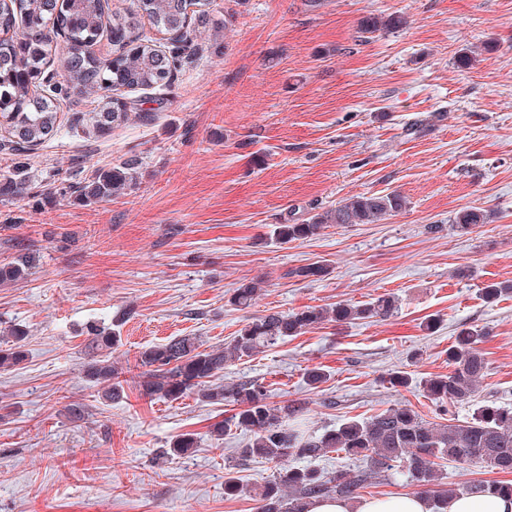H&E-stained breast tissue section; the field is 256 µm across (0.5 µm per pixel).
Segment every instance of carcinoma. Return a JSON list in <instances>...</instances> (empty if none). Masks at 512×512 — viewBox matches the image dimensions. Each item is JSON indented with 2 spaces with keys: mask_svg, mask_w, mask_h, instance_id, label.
Returning <instances> with one entry per match:
<instances>
[{
  "mask_svg": "<svg viewBox=\"0 0 512 512\" xmlns=\"http://www.w3.org/2000/svg\"><path fill=\"white\" fill-rule=\"evenodd\" d=\"M214 0H132L127 8L112 9L108 0H0V134L9 149L19 152L41 145L60 133L59 100L76 97L92 105L89 112H75L70 126L90 135H102L113 127L141 117L121 101L119 91L147 90L165 84L178 66V56H168L157 39L132 38L145 19L157 33H181L179 42L193 46L191 15H209ZM403 25L397 15L367 16L359 33L389 32ZM110 37L112 52L100 56L95 47L103 35ZM65 50L58 49V41ZM138 160L120 166L99 168L90 178L69 190L79 199L94 203L110 199L131 183ZM30 184L23 166L0 176V198L14 199L27 193ZM408 207L396 191L361 193L316 213L302 224H278L277 240L288 243L316 237L329 224H377ZM481 208L459 211L452 227L469 234L487 223ZM28 257L0 267V282L16 281L30 275ZM323 264L297 267L290 275L319 280L327 275ZM259 283L246 282L234 290L233 304L239 309L253 306ZM397 310L396 301L378 296L362 305L338 303L282 314L252 318L226 346L204 348L190 337L173 338L164 344L144 348L139 364L144 368L147 394L164 400L197 395L211 405H230L235 413L211 426L217 439L232 428L250 434L240 454L265 458L279 464L272 481L255 488L258 512H304L313 498L358 497L378 469L390 470L400 463L410 481L429 498L433 512H447L448 499L486 489L512 496V483H473L462 489H437L433 459L475 464L499 473H512V408L484 404L461 420L453 409L470 401L487 375V362L479 348L486 338L482 328L461 330L448 348L444 375L424 380L423 389L436 407L437 422H426L406 405L391 407L367 419L347 420L321 433H306L293 425L301 409L267 403L265 386L256 381L230 386L217 382L224 366L252 357L288 337L298 336L325 322L349 323L378 318L386 320ZM89 348L110 351L117 342L112 330L92 326ZM29 331L22 325L10 329L9 344L0 348V370L8 371L26 360ZM119 368L108 357L87 364L86 378L102 386L105 396L118 399L123 386ZM344 455L353 463L366 464L351 472L338 469L322 472L291 465L294 459L316 460L329 453Z\"/></svg>",
  "mask_w": 512,
  "mask_h": 512,
  "instance_id": "carcinoma-1",
  "label": "carcinoma"
}]
</instances>
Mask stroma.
<instances>
[{
    "instance_id": "obj_1",
    "label": "stroma",
    "mask_w": 512,
    "mask_h": 512,
    "mask_svg": "<svg viewBox=\"0 0 512 512\" xmlns=\"http://www.w3.org/2000/svg\"><path fill=\"white\" fill-rule=\"evenodd\" d=\"M216 2L208 23L192 19L199 35L170 84L127 92L144 121L0 149V175L19 162L31 184L0 201V266L33 257L31 275L0 284V346L8 326L29 331L25 362L0 371V512H257L253 489L274 464L239 455L244 432L211 436L230 407L145 396L138 355L180 336L224 345L271 312L398 301L389 319L328 322L225 367V382L263 383L272 406H302L311 430L404 404L435 421L421 381L448 373L472 325L487 332L488 370L459 413L512 406V295H482L512 283V0ZM374 14L405 23L358 41ZM130 158L140 165L120 195L86 205L66 193ZM393 190L409 206L381 223L273 236ZM469 207L492 216L457 234L452 218ZM313 262L325 277H290ZM252 280L254 305L237 309L234 289ZM95 324L118 337L115 401L82 374ZM313 367L327 374L315 389ZM186 433L194 451L170 455Z\"/></svg>"
}]
</instances>
